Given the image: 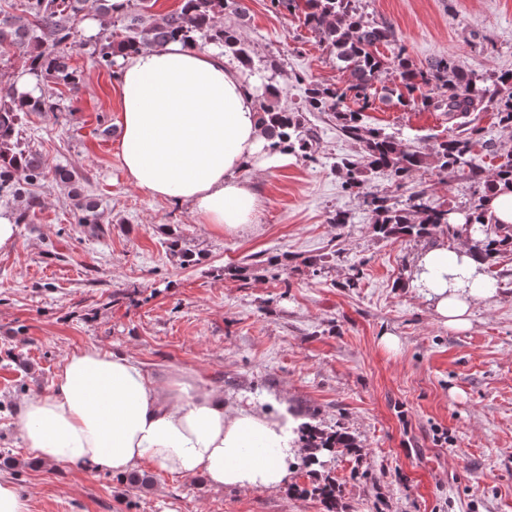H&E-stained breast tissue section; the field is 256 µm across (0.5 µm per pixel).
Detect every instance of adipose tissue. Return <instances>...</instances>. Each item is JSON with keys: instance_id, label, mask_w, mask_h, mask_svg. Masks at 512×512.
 <instances>
[{"instance_id": "1", "label": "adipose tissue", "mask_w": 512, "mask_h": 512, "mask_svg": "<svg viewBox=\"0 0 512 512\" xmlns=\"http://www.w3.org/2000/svg\"><path fill=\"white\" fill-rule=\"evenodd\" d=\"M120 65V159L130 183L189 204L197 223L218 232L255 223L260 202L245 172L284 167L291 155L269 151L242 69L219 48L178 41L141 48ZM412 277L453 331L470 329L474 300L491 294L483 264L462 242L422 251ZM16 425L41 462L120 478L147 465L223 490L280 491L303 453L287 402L244 407L197 373L161 380L94 346L64 359L50 391L25 399Z\"/></svg>"}]
</instances>
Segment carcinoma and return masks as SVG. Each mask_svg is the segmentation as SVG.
<instances>
[{
    "mask_svg": "<svg viewBox=\"0 0 512 512\" xmlns=\"http://www.w3.org/2000/svg\"><path fill=\"white\" fill-rule=\"evenodd\" d=\"M93 2L95 11L104 18L112 31L92 44L91 55L98 67L112 71L115 59L143 46L162 47L178 40L195 48L198 39L205 38L230 52L243 66L252 65V56L242 42L237 29L217 25L232 0H182L179 9L164 15L161 20L146 23V0H139L140 9L124 17H113L109 0H25V12L32 22L0 10V57L16 51L26 55L28 74L39 88L36 97L16 95L15 83L0 79V200L17 202L15 223L26 224L40 206L30 187L47 181L69 184L76 174L63 166H51L38 152L22 142L23 126L32 114L54 111L46 87L62 85L78 88L80 77L66 62L60 47L76 43L74 20ZM291 14L298 13L303 22L326 45L336 59L350 67L355 81L340 92L331 87H315L308 92L305 109L308 112L336 114L342 133L362 144L356 159H344L337 168L344 172L345 187L363 195L372 214L374 232L383 239H432L465 237L471 250L485 264L484 272L503 255L512 254V225L498 224L485 208L486 199L499 188L512 189V154L499 164L490 176L483 179L473 163V150L480 143L479 130L466 135L448 137L433 144L431 151L422 152L404 144L380 129L367 128L363 112L372 106V82L384 67L377 55V46L392 42L393 32L385 24L364 20L352 6V0H271ZM393 64L408 94L421 87L437 90L445 96L448 115L455 117L472 112L483 103L488 90L484 78L468 73L446 58L435 59L424 68L415 67L398 48ZM500 95L493 100L499 123L512 127V71L496 77ZM285 91L275 87L265 89L258 115L270 146L286 148L294 154L307 155L310 135L302 123L301 114L281 101ZM351 97L359 109L342 107ZM433 158L440 172L454 174L469 171L478 183L477 199L466 210V223L450 221L451 211L434 204L424 192H415L401 205L387 196L364 191L366 176L385 171L399 185L424 168ZM73 214L78 224H102L103 213L98 204L80 194L73 195ZM300 431L306 437L305 448L311 456L304 466L325 467L337 448L355 447L354 439L345 432L326 433L311 423H303ZM311 493L321 497L329 508L335 507L336 486L330 482L317 484Z\"/></svg>",
    "mask_w": 512,
    "mask_h": 512,
    "instance_id": "1",
    "label": "carcinoma"
}]
</instances>
